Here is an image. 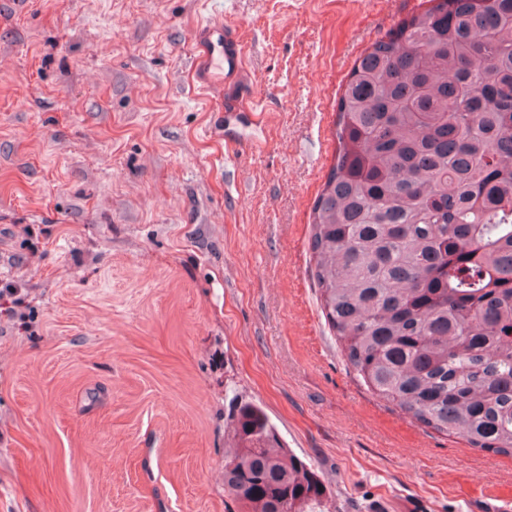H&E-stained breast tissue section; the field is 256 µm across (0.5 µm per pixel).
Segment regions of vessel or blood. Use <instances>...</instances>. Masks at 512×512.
Segmentation results:
<instances>
[{"mask_svg":"<svg viewBox=\"0 0 512 512\" xmlns=\"http://www.w3.org/2000/svg\"><path fill=\"white\" fill-rule=\"evenodd\" d=\"M195 73L201 91L221 86L223 109L238 112L247 98L245 61L236 26L223 19H201L193 31Z\"/></svg>","mask_w":512,"mask_h":512,"instance_id":"1","label":"vessel or blood"}]
</instances>
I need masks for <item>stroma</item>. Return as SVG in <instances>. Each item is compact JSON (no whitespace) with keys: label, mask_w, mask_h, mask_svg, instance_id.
<instances>
[{"label":"stroma","mask_w":512,"mask_h":512,"mask_svg":"<svg viewBox=\"0 0 512 512\" xmlns=\"http://www.w3.org/2000/svg\"><path fill=\"white\" fill-rule=\"evenodd\" d=\"M424 0H0V512H239L224 421L263 407L325 512H488L512 458L348 368L310 215L358 58ZM236 24L261 112L196 94Z\"/></svg>","instance_id":"1"}]
</instances>
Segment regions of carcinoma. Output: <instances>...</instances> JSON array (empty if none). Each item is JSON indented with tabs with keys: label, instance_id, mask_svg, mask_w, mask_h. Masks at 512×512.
Wrapping results in <instances>:
<instances>
[{
	"label": "carcinoma",
	"instance_id": "carcinoma-1",
	"mask_svg": "<svg viewBox=\"0 0 512 512\" xmlns=\"http://www.w3.org/2000/svg\"><path fill=\"white\" fill-rule=\"evenodd\" d=\"M356 61L312 214V277L348 367L416 424L512 458V0H426ZM227 428L242 512H319L263 408Z\"/></svg>",
	"mask_w": 512,
	"mask_h": 512
}]
</instances>
